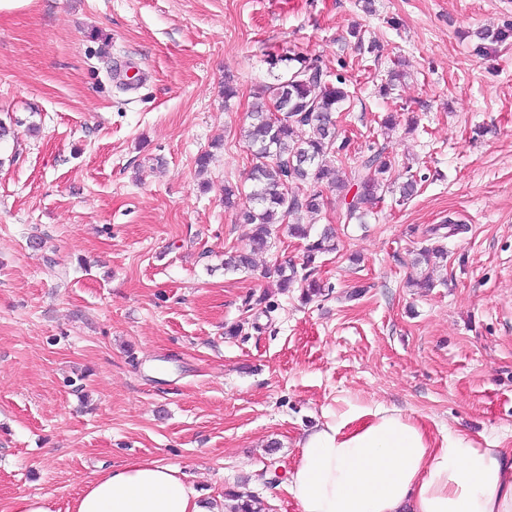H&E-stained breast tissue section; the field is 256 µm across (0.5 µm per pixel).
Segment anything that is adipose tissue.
Listing matches in <instances>:
<instances>
[{"mask_svg":"<svg viewBox=\"0 0 512 512\" xmlns=\"http://www.w3.org/2000/svg\"><path fill=\"white\" fill-rule=\"evenodd\" d=\"M288 492L299 512H512V449L433 436L369 401L324 414L299 443ZM68 512H208L181 469L134 461L88 480Z\"/></svg>","mask_w":512,"mask_h":512,"instance_id":"1","label":"adipose tissue"}]
</instances>
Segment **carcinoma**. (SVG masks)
<instances>
[{
    "mask_svg": "<svg viewBox=\"0 0 512 512\" xmlns=\"http://www.w3.org/2000/svg\"><path fill=\"white\" fill-rule=\"evenodd\" d=\"M481 48L495 49L512 37V26L483 27L477 31ZM288 66L274 76V81L256 95L251 104V122L243 137L251 151L249 186L224 184V207L235 211L242 224H251L254 231L249 249L237 251L224 259V270L239 271L253 267V255L270 247L275 234L273 225H288V233L307 241L303 268L314 270L316 260L325 253L337 250L335 229L328 225L311 236V227L301 223L303 215L317 214L324 206L322 192L302 189L304 184L327 182L344 199V223L364 224L375 206L386 195L403 204L418 193V182L408 179L395 186L392 171L395 157L384 142L368 148L350 174H336L335 163H345L349 140L339 138L335 114L350 98L349 79L341 71L332 75L316 59L292 53L284 57ZM282 105L280 116L271 112ZM246 203L239 204L240 199ZM448 251L441 245L424 248L417 262L430 265L444 260ZM277 286L288 289L296 281L291 264L276 269ZM302 299L310 301L323 294L324 287L306 275ZM230 512H263L261 502L251 494L230 491Z\"/></svg>",
    "mask_w": 512,
    "mask_h": 512,
    "instance_id": "1",
    "label": "carcinoma"
}]
</instances>
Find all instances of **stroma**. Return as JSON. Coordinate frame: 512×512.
Returning <instances> with one entry per match:
<instances>
[{"mask_svg":"<svg viewBox=\"0 0 512 512\" xmlns=\"http://www.w3.org/2000/svg\"><path fill=\"white\" fill-rule=\"evenodd\" d=\"M31 0L0 12V512L136 459L178 466L227 512L246 488L298 512L286 485L325 411L377 400L429 432L512 448V0ZM383 48L359 55L351 28ZM354 66L337 128L348 154L389 140L406 205L342 221L316 263L323 296L280 292L301 264L278 226L253 270L225 254L252 227L224 208L250 164L240 135L270 56ZM406 77L383 98L388 70ZM238 98L225 101V76ZM398 126L383 137L389 107ZM213 149L206 173L198 153ZM459 233L437 240L447 219ZM443 242L435 286L411 288L421 248ZM359 263H351L350 255ZM365 292L348 300L349 285ZM262 303L245 310L248 296ZM241 323L238 335L225 326ZM477 37L481 41V48L493 50L512 37V26L483 27L477 31Z\"/></svg>","mask_w":512,"mask_h":512,"instance_id":"stroma-1","label":"stroma"}]
</instances>
